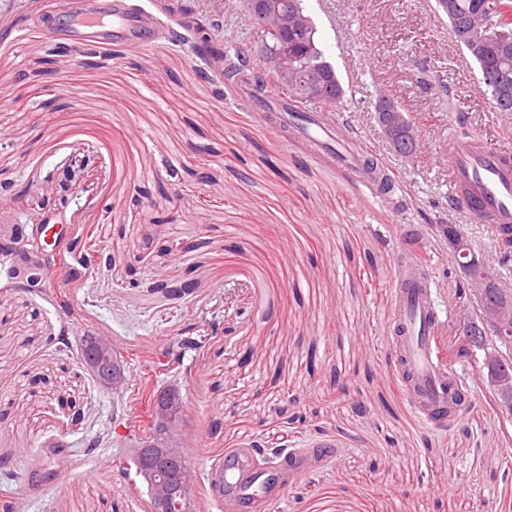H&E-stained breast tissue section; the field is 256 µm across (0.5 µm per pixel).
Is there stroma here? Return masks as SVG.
<instances>
[{
	"label": "stroma",
	"mask_w": 512,
	"mask_h": 512,
	"mask_svg": "<svg viewBox=\"0 0 512 512\" xmlns=\"http://www.w3.org/2000/svg\"><path fill=\"white\" fill-rule=\"evenodd\" d=\"M69 2L0 0V187L12 200L0 237L33 224L48 174L75 155L96 192L45 218L91 236L99 255L75 281L45 262L47 288L0 276V504L151 512L146 483L115 463L145 433L136 395L147 383L183 397L198 512H238L209 496V471L258 449L280 479L252 512H505L512 417L480 362L452 363L468 398L440 427L408 402L391 356L396 248L423 251L442 320L457 321L468 301L445 225H459L512 290V255L449 209L447 168L451 114L502 150H512V114L482 94L434 0L302 2L346 91L328 116L396 174L398 196L355 182L288 132L278 92L252 103L185 41L199 24L227 54L259 53V32L224 0H125L153 18L148 44L102 41L64 66ZM413 60L447 85V100L422 91ZM382 90L420 129L415 160L383 137ZM214 322L221 331L203 349L180 348L189 328ZM88 336L119 349L124 390L83 367ZM160 360L168 370L156 371ZM22 455L45 468L39 494L18 491Z\"/></svg>",
	"instance_id": "obj_1"
}]
</instances>
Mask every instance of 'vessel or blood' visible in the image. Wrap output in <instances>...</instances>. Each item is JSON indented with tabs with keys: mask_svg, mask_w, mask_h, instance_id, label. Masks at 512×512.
Instances as JSON below:
<instances>
[{
	"mask_svg": "<svg viewBox=\"0 0 512 512\" xmlns=\"http://www.w3.org/2000/svg\"><path fill=\"white\" fill-rule=\"evenodd\" d=\"M117 0H81L61 47L64 62H72L77 49L103 40L139 41L143 20L119 16ZM313 145L335 152L337 162L351 169L355 179L394 189L388 168L367 155L337 124L325 119L302 122ZM448 206L467 222L488 225L500 238L512 237V152L496 150L475 135L448 140ZM398 270L393 309L392 355L410 403L427 418L441 415L449 405L465 401L460 382L449 379L436 347L440 320L428 270L411 253H392ZM210 483L241 504L256 503L268 482L266 473L251 470L248 457L237 455L215 467Z\"/></svg>",
	"mask_w": 512,
	"mask_h": 512,
	"instance_id": "vessel-or-blood-1",
	"label": "vessel or blood"
}]
</instances>
